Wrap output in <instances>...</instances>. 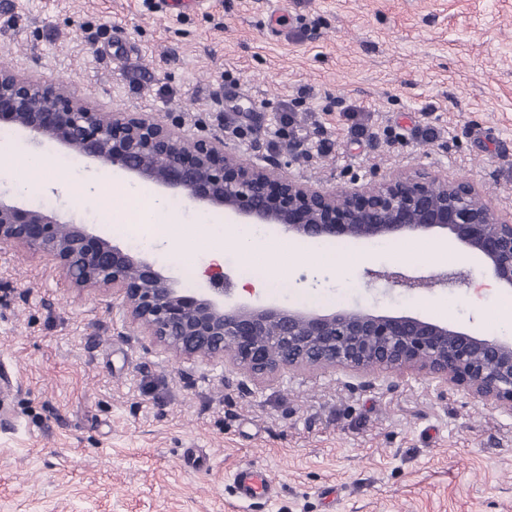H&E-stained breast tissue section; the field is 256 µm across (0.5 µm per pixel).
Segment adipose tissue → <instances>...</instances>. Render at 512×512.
Masks as SVG:
<instances>
[{
  "instance_id": "obj_1",
  "label": "adipose tissue",
  "mask_w": 512,
  "mask_h": 512,
  "mask_svg": "<svg viewBox=\"0 0 512 512\" xmlns=\"http://www.w3.org/2000/svg\"><path fill=\"white\" fill-rule=\"evenodd\" d=\"M138 222L148 230L162 231L164 241L175 243L177 251L183 255L190 254L200 245L211 247L215 244L214 239L207 233L199 239L184 236L178 226V215L168 210L165 200L156 197L151 198L149 206L140 211ZM224 236L235 241L242 256L259 266L267 280L277 278L287 267L305 255L304 250L294 242L260 236L241 224L225 225Z\"/></svg>"
}]
</instances>
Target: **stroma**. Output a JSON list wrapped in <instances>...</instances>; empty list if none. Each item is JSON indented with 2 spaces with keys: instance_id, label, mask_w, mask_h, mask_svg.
I'll use <instances>...</instances> for the list:
<instances>
[{
  "instance_id": "1",
  "label": "stroma",
  "mask_w": 512,
  "mask_h": 512,
  "mask_svg": "<svg viewBox=\"0 0 512 512\" xmlns=\"http://www.w3.org/2000/svg\"><path fill=\"white\" fill-rule=\"evenodd\" d=\"M281 32L262 24L274 9ZM69 84L95 111L146 113L187 136L219 134L243 164L273 154L322 191L363 188L370 172L425 169L472 183L512 215V0H209L158 12L154 0H0V63ZM0 155V196L86 224L121 248L128 197L85 192L93 161L52 187L17 193L8 171L41 147ZM70 193L57 190V183ZM438 232L312 241L251 300L325 311L420 316L490 337L502 288L478 258L435 262ZM335 248L348 272L325 267ZM163 275L195 286L223 260L154 244ZM460 272L409 292L378 279ZM206 462L193 470L186 449ZM260 466L273 500L250 512H512V411L406 369H293L245 381L225 357L186 359L134 324L122 298L75 287L41 252L0 243V512H239L234 471Z\"/></svg>"
}]
</instances>
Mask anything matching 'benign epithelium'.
Listing matches in <instances>:
<instances>
[{"instance_id":"benign-epithelium-1","label":"benign epithelium","mask_w":512,"mask_h":512,"mask_svg":"<svg viewBox=\"0 0 512 512\" xmlns=\"http://www.w3.org/2000/svg\"><path fill=\"white\" fill-rule=\"evenodd\" d=\"M0 124L213 212L280 227L296 239L393 240L438 229L482 256L496 281L512 288V218L479 202L471 184L418 170L360 193L319 191L285 176L273 159L242 165L221 137L191 142L177 126L145 114L107 118L68 85H46L5 64ZM0 241L51 256L78 287L112 288L155 343L188 358L225 354L252 381L298 368L416 369L512 410V340L476 337L407 315L237 303L220 270L210 273L209 287L188 294L147 258L90 234L85 225L1 198Z\"/></svg>"}]
</instances>
